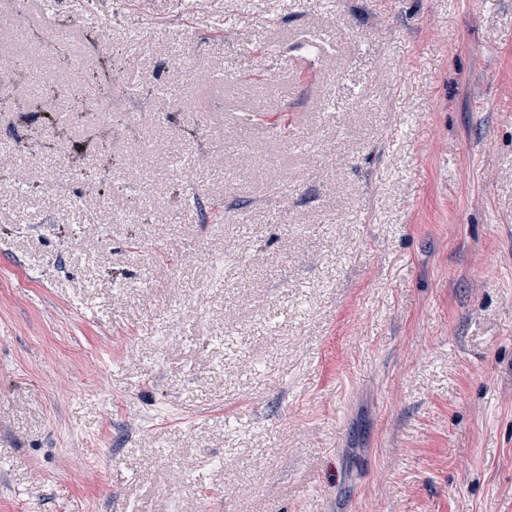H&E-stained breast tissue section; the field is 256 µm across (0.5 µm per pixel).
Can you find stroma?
Masks as SVG:
<instances>
[{
    "label": "stroma",
    "instance_id": "obj_1",
    "mask_svg": "<svg viewBox=\"0 0 512 512\" xmlns=\"http://www.w3.org/2000/svg\"><path fill=\"white\" fill-rule=\"evenodd\" d=\"M36 2L123 67L0 113V512H512V0ZM85 74L83 80L85 87L97 94L99 90L107 87L111 78L113 81L119 79L121 74L119 53L112 50V56L106 57L104 66L98 70L85 71Z\"/></svg>",
    "mask_w": 512,
    "mask_h": 512
}]
</instances>
